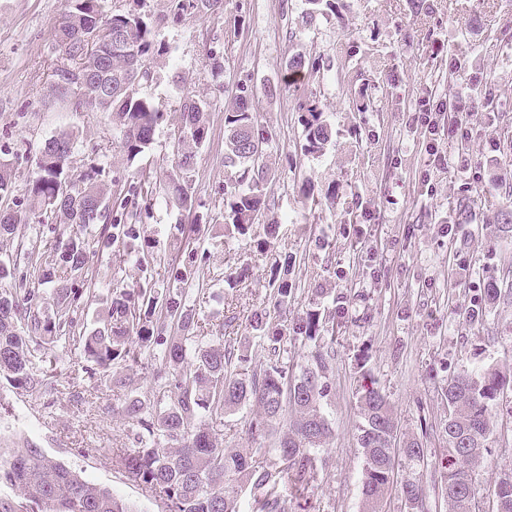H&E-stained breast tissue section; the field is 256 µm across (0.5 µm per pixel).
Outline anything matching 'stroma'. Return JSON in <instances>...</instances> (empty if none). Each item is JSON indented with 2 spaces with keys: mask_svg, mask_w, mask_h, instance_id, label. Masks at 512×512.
<instances>
[{
  "mask_svg": "<svg viewBox=\"0 0 512 512\" xmlns=\"http://www.w3.org/2000/svg\"><path fill=\"white\" fill-rule=\"evenodd\" d=\"M429 3L419 13L411 0H335L312 20L308 0H219L176 21L164 18V0H147L166 53L153 61L155 78L143 90L168 120L138 165L162 177L171 172L185 94L206 101L210 130L193 172L191 209L158 202L144 225L156 242L157 288L173 285L169 262L176 250L168 225L224 221V117L244 82L254 89L251 107L271 139L261 221L276 223V239L272 250L259 253L243 242L225 245L216 233L201 237L212 279L196 302L201 334L223 331L225 342L246 348L250 369L263 368L267 352L250 317L268 304L271 268L282 260L292 287L289 315L310 309L320 288L347 310L336 321L323 401L335 436L310 512H360L363 456L354 396L360 367L388 396L400 436H422L430 494L447 456L449 377L489 364L512 372V231L502 230L500 189L512 180V0ZM65 9V0H0V158L15 174L8 204L21 214L39 150L59 129L78 133L72 180L93 160L104 166L106 183L133 174L118 162L107 113L58 112L51 104L52 74L63 62L54 30ZM297 54L313 68L294 76L287 62ZM270 86L276 94H267ZM486 87L497 113L479 103L476 92ZM461 97L471 104L463 135L449 136L444 123L433 133L420 122L423 104L452 111ZM313 103L333 131L320 153L305 149L303 117ZM434 140L448 154L447 169L433 168L426 147ZM331 187L335 197L325 199ZM25 230L37 237L36 251L17 253L8 240L0 243V259L34 264L72 232L67 224L34 222ZM243 264L246 277L231 278ZM92 265L102 299L114 273L129 282L140 276L133 264L118 266L106 253ZM492 282L500 299L482 320L468 321L466 310ZM102 299L86 309V329L96 328ZM52 369L61 390L52 403L0 383V450L44 449L136 512H162L115 462L129 427L111 389H92L78 351L57 350ZM490 413L491 456L472 475L481 488L512 475V387Z\"/></svg>",
  "mask_w": 512,
  "mask_h": 512,
  "instance_id": "obj_1",
  "label": "stroma"
}]
</instances>
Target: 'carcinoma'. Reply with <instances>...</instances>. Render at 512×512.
Here are the masks:
<instances>
[{"label":"carcinoma","mask_w":512,"mask_h":512,"mask_svg":"<svg viewBox=\"0 0 512 512\" xmlns=\"http://www.w3.org/2000/svg\"><path fill=\"white\" fill-rule=\"evenodd\" d=\"M68 7L56 29V43L73 70H90L88 86L53 84L57 102L67 111L80 108L106 112L112 136L118 139L126 165H133L153 145L154 133L166 120L143 85L153 79L149 61L166 54L152 33L151 13L145 0L135 7L107 15L105 0H67ZM112 30V42L86 41L93 30ZM252 88L238 89L236 106L225 117L229 132H237L244 148L227 146L225 165L235 169L224 183V235L246 240L265 252L274 245L276 225L254 230L268 176L265 146L269 136L250 108ZM175 168L166 180L139 170L132 180L113 190L102 183L103 168L89 165L80 184L68 182L76 135L61 130L48 138L34 176L26 185L29 211L41 221L70 224L78 231L41 254L31 267H9L0 261V380L13 389L50 395L56 390L53 375L36 367L34 359L53 363L54 349L78 346L93 387L115 383L108 369L116 361L140 367L153 365L152 399L113 392L124 419L134 429L131 446L116 453L126 478L159 498L164 512H239L238 499L248 489L254 494L253 512H294L309 503L310 492L323 468L326 445L333 435L323 410L333 358L328 345L334 337L336 315L344 308H316L292 323L282 320L288 304V276L273 280L272 308L254 314L251 327L268 349L265 367L250 374L240 370L246 355L224 344L220 335L204 342L198 335L199 313L190 305L207 285L208 258L196 243L207 224H175L179 248L171 259V277L179 287L165 292L149 278L131 285L118 280L103 321L84 331L85 309L99 300L90 255L110 250L147 271L156 256L139 224L163 198L185 207L191 203L189 178L196 150L205 145L209 122L205 104L184 99ZM305 149L317 153L332 139V130L317 109L304 122ZM9 164L0 162V199L13 193ZM17 212L0 216V239L16 237ZM95 229L93 239L81 230ZM69 279L59 280V270ZM46 285L44 295L31 284ZM500 297L497 284L484 289L481 304L468 311L477 321L483 310ZM313 345L309 364L296 375L284 361L288 337ZM360 359L361 381L356 391L362 423L358 444L364 457L361 512H383L394 486L387 442L397 441V424L386 394ZM507 377L488 365L463 372L445 389L448 404V459L438 486L434 508L450 512H481L479 491L470 469L484 466L493 434L489 409L504 393ZM251 404L257 411L249 430L257 437L275 436L274 459L259 461L261 452L226 448L203 419L224 422ZM408 462V477L400 493L412 512H432L426 504L422 472L428 449L417 437L400 444ZM0 481L18 491L20 501L0 498V512H20V502L36 512H135L106 488L89 484L40 448H24L10 457L0 455ZM495 512H512V476L497 481L492 490Z\"/></svg>","instance_id":"obj_1"}]
</instances>
